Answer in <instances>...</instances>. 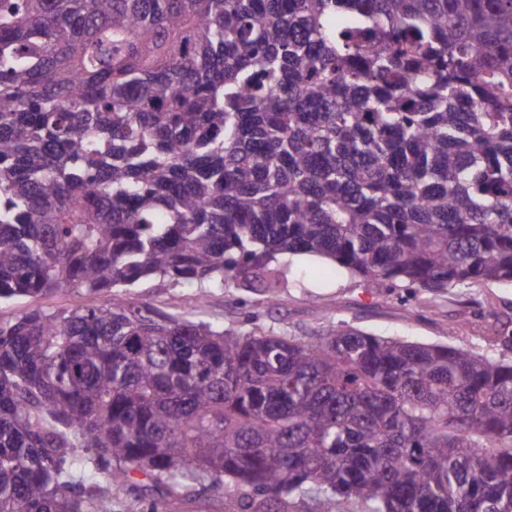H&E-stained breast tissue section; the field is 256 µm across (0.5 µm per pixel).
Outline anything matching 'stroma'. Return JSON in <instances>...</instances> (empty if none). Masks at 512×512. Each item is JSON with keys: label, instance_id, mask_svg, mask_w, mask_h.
Listing matches in <instances>:
<instances>
[{"label": "stroma", "instance_id": "1", "mask_svg": "<svg viewBox=\"0 0 512 512\" xmlns=\"http://www.w3.org/2000/svg\"><path fill=\"white\" fill-rule=\"evenodd\" d=\"M280 271L275 301L264 291L236 286L210 289L198 300L190 286L148 281L134 295L151 306L191 320L246 333L255 329L315 341L321 329L338 321L385 337L441 343L496 358L512 359V344L494 340L487 309L512 316V288L486 283L434 295L417 288H375L309 255H284L272 263ZM222 492L205 489L188 498L157 502L155 494L116 486L112 512H226Z\"/></svg>", "mask_w": 512, "mask_h": 512}]
</instances>
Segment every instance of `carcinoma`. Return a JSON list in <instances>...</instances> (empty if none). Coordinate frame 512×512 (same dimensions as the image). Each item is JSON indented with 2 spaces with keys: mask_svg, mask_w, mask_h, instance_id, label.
Segmentation results:
<instances>
[{
  "mask_svg": "<svg viewBox=\"0 0 512 512\" xmlns=\"http://www.w3.org/2000/svg\"><path fill=\"white\" fill-rule=\"evenodd\" d=\"M294 253L512 285V0H0V302L104 297L0 322V512H512V361L128 292ZM156 499L149 491L112 485V512H227L224 492L212 489H199L193 497L168 498L166 503H156Z\"/></svg>",
  "mask_w": 512,
  "mask_h": 512,
  "instance_id": "carcinoma-1",
  "label": "carcinoma"
}]
</instances>
